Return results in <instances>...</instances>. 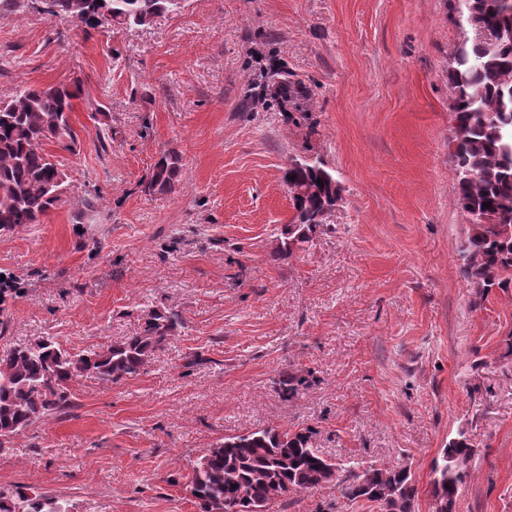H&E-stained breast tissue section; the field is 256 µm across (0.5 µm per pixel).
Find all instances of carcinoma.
I'll list each match as a JSON object with an SVG mask.
<instances>
[{
  "mask_svg": "<svg viewBox=\"0 0 512 512\" xmlns=\"http://www.w3.org/2000/svg\"><path fill=\"white\" fill-rule=\"evenodd\" d=\"M184 0H50L48 15L76 21L85 33L103 26L141 27L175 13ZM452 11L466 20L474 37L460 43L448 67L454 126L450 144L457 201L470 218L461 242L460 270L485 297L512 286V0H453ZM302 82L284 65L262 72L242 107L273 99L293 101ZM80 88L46 85L0 98V233L37 224L63 200L66 174L49 146L70 151L75 144L71 114ZM177 158L156 162L145 190L172 189ZM284 181L292 213L277 255L288 259L311 242L327 220L336 193V170L319 156L291 157ZM488 202L490 206L483 207ZM182 324L176 312L152 310L141 331L103 351H71L55 338L0 349V450L47 414L72 406V389L85 375L117 384L140 375L156 349ZM316 431L268 426L226 435L192 465L188 492L199 512H269L290 495L336 483L349 502L366 500L379 512H413L416 488L410 467L342 466L324 458ZM474 453L458 431L431 469L436 512H453L469 477ZM0 512H69L65 499L17 485L0 492Z\"/></svg>",
  "mask_w": 512,
  "mask_h": 512,
  "instance_id": "obj_1",
  "label": "carcinoma"
}]
</instances>
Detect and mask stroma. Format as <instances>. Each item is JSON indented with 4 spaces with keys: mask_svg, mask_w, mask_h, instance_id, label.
Listing matches in <instances>:
<instances>
[{
    "mask_svg": "<svg viewBox=\"0 0 512 512\" xmlns=\"http://www.w3.org/2000/svg\"><path fill=\"white\" fill-rule=\"evenodd\" d=\"M470 35L448 0H185L89 35L32 0L0 12V95L86 90L58 154L63 203L0 235V275L20 288L0 305V347L101 351L148 311L183 319L139 376L79 379L70 409L1 450L0 491L29 485L72 512H197L185 483L210 444L309 425L332 460L408 464L414 512H434L432 464L463 429L474 455L456 512H512V287L482 298L460 273L469 218L448 146V64ZM272 62L310 89L308 117L243 111ZM308 149L341 201L278 260L284 170ZM165 152L174 188L145 192ZM270 512L379 510L330 483Z\"/></svg>",
    "mask_w": 512,
    "mask_h": 512,
    "instance_id": "stroma-1",
    "label": "stroma"
}]
</instances>
